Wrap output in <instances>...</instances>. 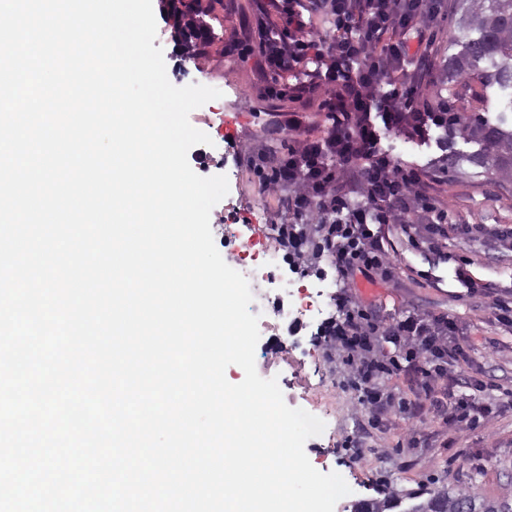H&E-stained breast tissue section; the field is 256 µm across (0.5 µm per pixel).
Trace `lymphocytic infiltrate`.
<instances>
[{
    "instance_id": "obj_1",
    "label": "lymphocytic infiltrate",
    "mask_w": 512,
    "mask_h": 512,
    "mask_svg": "<svg viewBox=\"0 0 512 512\" xmlns=\"http://www.w3.org/2000/svg\"><path fill=\"white\" fill-rule=\"evenodd\" d=\"M284 21L279 39L260 43L258 51L272 74L293 70L307 59L314 44L306 37L304 15L328 17L331 30L319 59L325 72L322 103L330 124L322 137L305 134L303 122L289 113L283 123L294 140L286 156L272 166L264 186L289 191L288 208L295 221L278 228L287 253L304 260L303 243L317 238L316 258H329L338 277L353 286L355 275L369 282L390 279L395 263L385 246L382 225L418 232L431 251L448 227L435 223L423 192L424 172L400 166L378 147L371 120L379 111L387 128L422 135L445 124L447 102L421 97L424 77L431 71L422 44L440 14V0H275ZM421 47L409 53V40ZM321 221L304 224L311 212ZM344 315L322 328L331 351L343 357L356 383L360 403L374 423L398 416L409 422L435 415L446 428L464 432L490 413L479 402L482 383L465 393L448 384L449 360L467 353L455 339L456 324L447 317L411 313L386 322L370 306L339 295ZM394 344L399 357L387 356L383 343ZM409 380L407 393L388 385L393 376Z\"/></svg>"
}]
</instances>
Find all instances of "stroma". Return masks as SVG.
Instances as JSON below:
<instances>
[{
    "instance_id": "1",
    "label": "stroma",
    "mask_w": 512,
    "mask_h": 512,
    "mask_svg": "<svg viewBox=\"0 0 512 512\" xmlns=\"http://www.w3.org/2000/svg\"><path fill=\"white\" fill-rule=\"evenodd\" d=\"M458 19L456 0H444L429 47L434 77L423 89L427 100H448L461 112L479 84L470 78H446V61L456 52L450 37ZM156 22V44L173 85L218 81L224 86L222 98L189 115L191 125L210 138L224 136L229 124L235 131L223 155L212 154L205 144L188 152L198 175L228 178L227 196L210 213L211 229L227 217L244 225L257 245L278 248L276 226L287 216L286 194L264 189L247 157L260 151L275 158L287 154L292 140L275 128L288 113H299L313 137L324 135L328 119L322 94L273 99L264 92L267 80L256 47L262 27L282 25L272 0H214L205 18L211 44L195 63L182 60L165 15L157 14ZM380 136L381 148L396 162L427 173L425 191L437 208L447 211L455 229L439 252L431 253L414 248L398 226L386 225L396 274L375 285L356 277L358 292L373 303L381 319L397 320L409 310L452 319L469 360L449 364L448 372L492 383L482 398L496 405V412L480 417L462 437L433 422L417 426L412 439L404 425L373 427L357 391L344 378L340 358L325 347L317 323L290 334L281 353L271 334H261L256 369L261 377L277 378L283 394L294 397L299 408L311 414L327 411L324 432L309 438L304 450L315 469L339 473L351 489L334 512H352L358 501L380 499L392 490L404 494L459 487L478 489L491 498L512 494V409L507 406L512 400V325L498 321L491 311L499 301L512 305V184H501L494 175L468 165L449 173V156L471 152L472 147L460 139L448 144L441 131L419 139L384 129Z\"/></svg>"
}]
</instances>
